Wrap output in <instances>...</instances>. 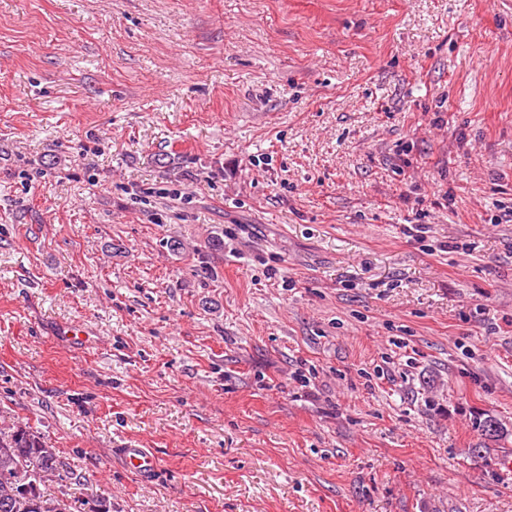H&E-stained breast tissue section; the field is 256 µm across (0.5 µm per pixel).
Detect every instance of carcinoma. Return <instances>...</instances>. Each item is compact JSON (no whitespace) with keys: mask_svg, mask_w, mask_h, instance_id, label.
Here are the masks:
<instances>
[{"mask_svg":"<svg viewBox=\"0 0 512 512\" xmlns=\"http://www.w3.org/2000/svg\"><path fill=\"white\" fill-rule=\"evenodd\" d=\"M472 427L487 439L507 435L504 424L491 413L477 414ZM61 467L56 449L32 427H0V512H67L63 501L41 489Z\"/></svg>","mask_w":512,"mask_h":512,"instance_id":"carcinoma-1","label":"carcinoma"}]
</instances>
